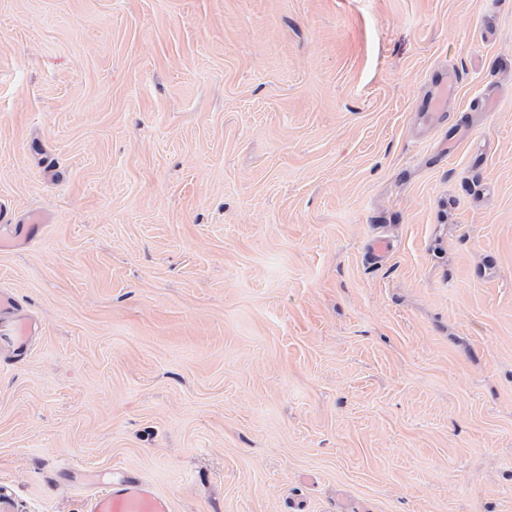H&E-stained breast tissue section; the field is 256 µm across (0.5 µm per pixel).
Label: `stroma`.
<instances>
[{"instance_id":"stroma-1","label":"stroma","mask_w":512,"mask_h":512,"mask_svg":"<svg viewBox=\"0 0 512 512\" xmlns=\"http://www.w3.org/2000/svg\"><path fill=\"white\" fill-rule=\"evenodd\" d=\"M1 201L17 512H512V0H0ZM432 81L434 90L424 103V112L429 116H437L444 112L448 99L454 95L459 76L448 70L435 74ZM39 326L28 319L19 318L0 330V351H6L20 357L27 353L33 336L38 333ZM87 512H171L169 501L145 481L126 473L112 475V481L91 494Z\"/></svg>"}]
</instances>
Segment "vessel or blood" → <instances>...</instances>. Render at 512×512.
Segmentation results:
<instances>
[{
  "mask_svg": "<svg viewBox=\"0 0 512 512\" xmlns=\"http://www.w3.org/2000/svg\"><path fill=\"white\" fill-rule=\"evenodd\" d=\"M459 76L452 71L434 75V90L424 103L428 115L437 116L443 112L453 96ZM39 330L30 320L19 318L0 330V351L22 356L27 353L33 336ZM87 512H171L169 501L155 492L145 481L127 474L114 475L111 482L91 494L86 503Z\"/></svg>",
  "mask_w": 512,
  "mask_h": 512,
  "instance_id": "1",
  "label": "vessel or blood"
}]
</instances>
